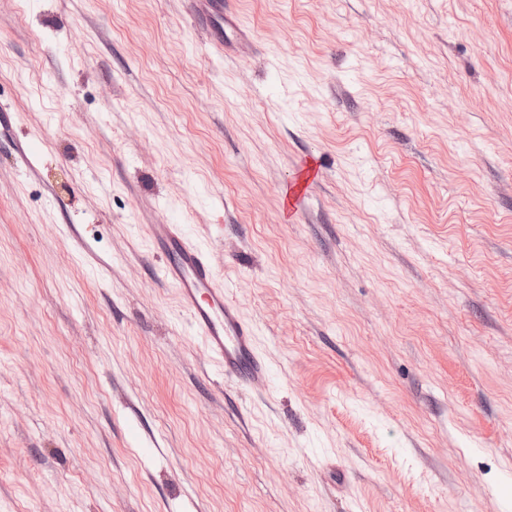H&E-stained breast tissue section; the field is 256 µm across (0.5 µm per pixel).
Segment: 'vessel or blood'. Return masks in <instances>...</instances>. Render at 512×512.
Here are the masks:
<instances>
[{"label": "vessel or blood", "mask_w": 512, "mask_h": 512, "mask_svg": "<svg viewBox=\"0 0 512 512\" xmlns=\"http://www.w3.org/2000/svg\"><path fill=\"white\" fill-rule=\"evenodd\" d=\"M149 234L166 256L162 277L177 288L192 332L218 363L220 376L251 388L264 386L269 365L257 350L256 333L227 298L207 249L175 224L150 225Z\"/></svg>", "instance_id": "b4317fda"}]
</instances>
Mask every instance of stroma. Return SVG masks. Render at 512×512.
I'll list each match as a JSON object with an SVG mask.
<instances>
[{
	"label": "stroma",
	"mask_w": 512,
	"mask_h": 512,
	"mask_svg": "<svg viewBox=\"0 0 512 512\" xmlns=\"http://www.w3.org/2000/svg\"><path fill=\"white\" fill-rule=\"evenodd\" d=\"M200 2L0 0V512H512V0ZM149 234L166 256L162 277L177 288L193 335L218 363L220 377H234L250 388L264 386L269 365L257 350L255 330L227 298L207 249L190 241L178 224H150Z\"/></svg>",
	"instance_id": "obj_1"
}]
</instances>
